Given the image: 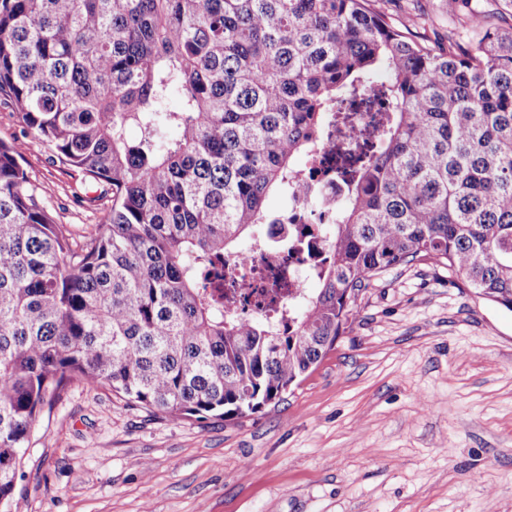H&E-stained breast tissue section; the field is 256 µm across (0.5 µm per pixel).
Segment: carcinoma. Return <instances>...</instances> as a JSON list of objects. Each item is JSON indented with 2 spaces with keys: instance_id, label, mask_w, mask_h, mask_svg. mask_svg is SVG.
Returning <instances> with one entry per match:
<instances>
[{
  "instance_id": "1",
  "label": "carcinoma",
  "mask_w": 512,
  "mask_h": 512,
  "mask_svg": "<svg viewBox=\"0 0 512 512\" xmlns=\"http://www.w3.org/2000/svg\"><path fill=\"white\" fill-rule=\"evenodd\" d=\"M453 13L472 37L445 48L372 0H0V97L111 202L74 239L0 140V508L74 382L172 420L256 412L334 346L371 277L421 257L512 312V27ZM380 105L381 128L351 123ZM333 121L362 147L336 153L320 288L243 321L224 256Z\"/></svg>"
}]
</instances>
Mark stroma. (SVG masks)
Instances as JSON below:
<instances>
[{
  "mask_svg": "<svg viewBox=\"0 0 512 512\" xmlns=\"http://www.w3.org/2000/svg\"><path fill=\"white\" fill-rule=\"evenodd\" d=\"M444 45L448 0H376ZM23 168L55 223H99L45 146ZM18 512H512V313L423 259L374 277L284 399L166 420L76 383L36 428Z\"/></svg>",
  "mask_w": 512,
  "mask_h": 512,
  "instance_id": "stroma-1",
  "label": "stroma"
}]
</instances>
